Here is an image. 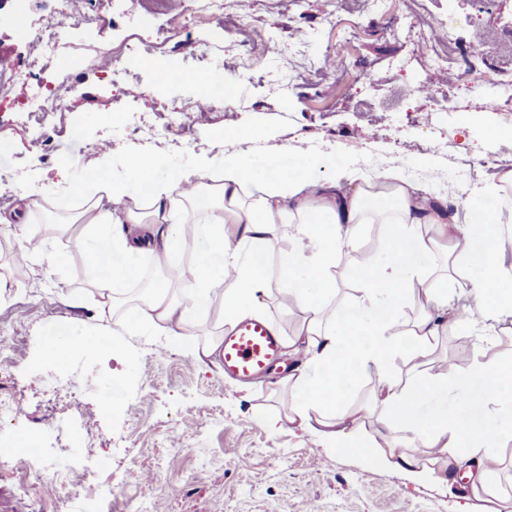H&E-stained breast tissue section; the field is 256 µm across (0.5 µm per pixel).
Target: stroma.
Returning a JSON list of instances; mask_svg holds the SVG:
<instances>
[{
    "instance_id": "35a3bbf8",
    "label": "stroma",
    "mask_w": 512,
    "mask_h": 512,
    "mask_svg": "<svg viewBox=\"0 0 512 512\" xmlns=\"http://www.w3.org/2000/svg\"><path fill=\"white\" fill-rule=\"evenodd\" d=\"M425 4L436 35L454 39L465 60L437 67L426 47L413 45L414 0H224L213 15L194 12L193 0H73V15L96 23L65 31L48 68L27 24L55 15L59 0H8L0 9L10 67L42 72L63 103L38 152L37 129L22 113L28 85L0 93V173L12 178L0 213L24 208L23 189L52 184L26 232L69 257L60 271L16 269V242L0 238V274L18 283L0 297V336L11 339L0 386L17 400L15 417L0 421V441L18 459L32 436L60 451L55 474L0 471V512H56L62 494L70 512H87L93 491L75 468L101 456L111 467L99 483L125 492L112 512H139L144 502L153 512H507L512 438L498 449L499 494L490 497L417 481L288 424V395L277 383L226 378L174 337L140 333L130 314L100 308L75 250L78 228L43 220L49 209L80 216L89 204L86 173L104 156L117 164L157 156L164 173L179 175L204 155L260 168L283 145L293 166L320 154L367 178L400 155L398 176L418 196L461 215L474 200L494 208L482 192L512 169V102L498 91L512 85V0H492L487 13L475 0ZM134 38L153 48L129 74L112 81L95 68L120 59ZM259 43L267 51L255 73H242L240 58ZM138 120L157 134L136 129ZM233 128L240 136L217 141ZM291 232L279 225L266 248L269 315L288 337L303 319L275 297ZM356 241L355 254L336 261L343 300L357 295L344 276L353 256L386 254L380 225H359ZM90 322L121 343L120 355L52 353L59 334ZM465 331L476 355L512 359V316Z\"/></svg>"
}]
</instances>
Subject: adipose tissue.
<instances>
[{
	"label": "adipose tissue",
	"instance_id": "adipose-tissue-1",
	"mask_svg": "<svg viewBox=\"0 0 512 512\" xmlns=\"http://www.w3.org/2000/svg\"><path fill=\"white\" fill-rule=\"evenodd\" d=\"M287 153L280 148L259 169L242 159L224 163L206 157L180 179L161 177L155 157L137 156L119 171L97 163L88 177L102 184L108 204L84 212L77 250L102 304L115 305L141 280L147 262L169 265L191 241L196 260L179 296L152 287L137 305L133 326L146 334L177 336L186 327L200 326L217 301L225 325L264 317L271 288L265 247L278 225H292L279 276L286 298L308 321L285 341L294 362L284 380L289 423L421 479L451 483L458 470H465L472 493L495 495L490 463L500 438L512 435V397L504 395L512 382V360L478 358L450 382L423 376L421 370L434 336L449 324V284L472 290L483 320L512 316V264L500 248L498 214L476 208L462 222L447 206L417 198L397 181L395 170L362 183L326 156L309 157L302 170H293ZM205 192L213 195L205 223L183 218L187 202ZM358 224L382 225L389 254L353 265L347 278L357 284L359 295L340 301L336 257L354 250ZM441 241L449 246L448 270L421 286ZM229 267L236 272L230 281L224 277ZM414 296L422 299V315L411 323L399 320L400 306ZM90 349L103 356L121 351L92 324L53 346L61 359ZM400 358L408 377L402 387L389 374ZM354 367L377 376L379 385L362 411L344 415L340 379ZM473 386L486 403L506 412L499 426L474 420L464 403L448 414L427 411L433 397ZM374 413L384 429L378 440L359 433L365 415ZM421 448L433 449L429 463L419 458Z\"/></svg>",
	"mask_w": 512,
	"mask_h": 512
}]
</instances>
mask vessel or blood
Returning <instances> with one entry per match:
<instances>
[{
  "mask_svg": "<svg viewBox=\"0 0 512 512\" xmlns=\"http://www.w3.org/2000/svg\"><path fill=\"white\" fill-rule=\"evenodd\" d=\"M281 342L266 319H245L225 328L221 343L225 374L243 381L265 376L279 358Z\"/></svg>",
  "mask_w": 512,
  "mask_h": 512,
  "instance_id": "1",
  "label": "vessel or blood"
}]
</instances>
